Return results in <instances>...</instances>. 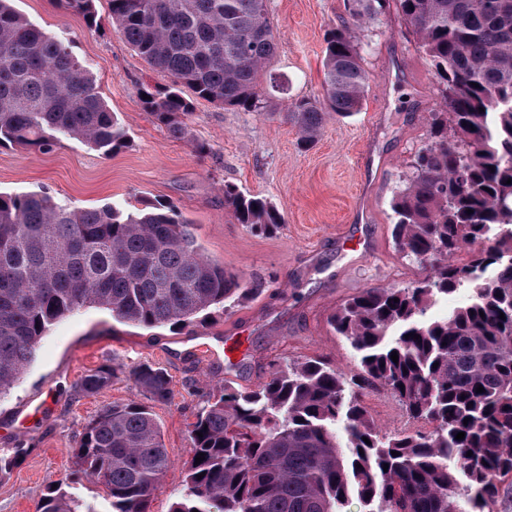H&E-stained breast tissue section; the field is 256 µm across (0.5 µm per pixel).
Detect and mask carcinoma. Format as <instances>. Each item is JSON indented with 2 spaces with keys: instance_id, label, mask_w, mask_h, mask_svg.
<instances>
[{
  "instance_id": "1",
  "label": "carcinoma",
  "mask_w": 512,
  "mask_h": 512,
  "mask_svg": "<svg viewBox=\"0 0 512 512\" xmlns=\"http://www.w3.org/2000/svg\"><path fill=\"white\" fill-rule=\"evenodd\" d=\"M392 1L448 108L432 113L429 141L391 203L399 251L427 274L336 309L331 326L359 358L353 375L310 359L278 366L254 390L220 389L190 424L193 458L170 512H345L353 495L368 512H493L512 478V0H348L351 22L325 38L324 97L291 102L288 121L308 147L329 113L360 111L369 86L360 35ZM59 2L99 26L95 0ZM109 2L113 29L174 77L139 89L173 139H188L197 99L262 111L277 49L267 0ZM63 138L109 155L127 131L69 47L0 0V146L46 150ZM224 205L256 233L284 223L274 203L233 184ZM262 286L206 256L170 204L72 209L45 193H0V398L47 331L85 307L136 326H180ZM463 286L473 289L468 303L428 315ZM113 374L108 365L86 375L83 391L99 392ZM129 378L153 402L172 399L158 367L137 365ZM379 389L433 429L381 434L362 403ZM72 459L37 512H99L62 490L76 480L104 486L110 512H150L171 464L151 407L135 400L103 408Z\"/></svg>"
}]
</instances>
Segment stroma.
Instances as JSON below:
<instances>
[{
    "label": "stroma",
    "mask_w": 512,
    "mask_h": 512,
    "mask_svg": "<svg viewBox=\"0 0 512 512\" xmlns=\"http://www.w3.org/2000/svg\"><path fill=\"white\" fill-rule=\"evenodd\" d=\"M278 49L268 65L265 109L244 112L199 99L188 119L191 142L173 139L143 111L141 83H170L111 27L109 0H96L99 29L56 0H13L44 32L68 44L91 71L97 89L128 132L124 148L105 156L77 140L51 149L0 147V190L44 192L82 209L143 202L170 203L194 224L210 258L263 290L226 313L179 327L145 329L98 307L58 321L41 340L11 394L0 399V454L22 449L17 468L0 477V512H36L47 486L71 469L72 449L105 406L143 395L128 378L136 364L163 368L174 397L156 403L173 465L151 512H169L184 488L192 455L188 427L216 386L251 390L274 363L320 358L345 373L358 360L336 336L331 314L364 288L406 286L425 270L403 258L393 238L391 200L429 134V115L445 111L438 80L412 30L396 9L373 21L362 39L369 87L359 112L330 117L309 148L282 116L296 98H322L325 34L349 18L347 0H268ZM205 153L193 150L194 144ZM271 200L284 222L270 236L237 223L224 205V186ZM367 250H357L355 233ZM211 350L198 357V346ZM112 365L111 385L88 395L83 377ZM382 433L426 429L386 391L364 396Z\"/></svg>",
    "instance_id": "stroma-1"
}]
</instances>
